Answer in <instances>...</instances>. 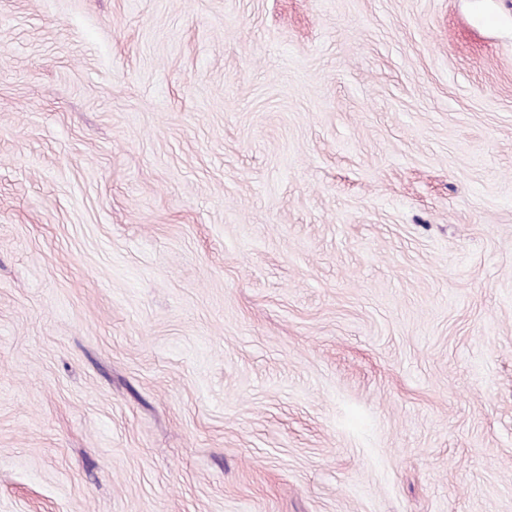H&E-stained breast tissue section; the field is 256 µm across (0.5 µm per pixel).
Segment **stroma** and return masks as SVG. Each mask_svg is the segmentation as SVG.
Segmentation results:
<instances>
[{"label": "stroma", "instance_id": "35a3bbf8", "mask_svg": "<svg viewBox=\"0 0 512 512\" xmlns=\"http://www.w3.org/2000/svg\"><path fill=\"white\" fill-rule=\"evenodd\" d=\"M0 512H512V0H0Z\"/></svg>", "mask_w": 512, "mask_h": 512}]
</instances>
